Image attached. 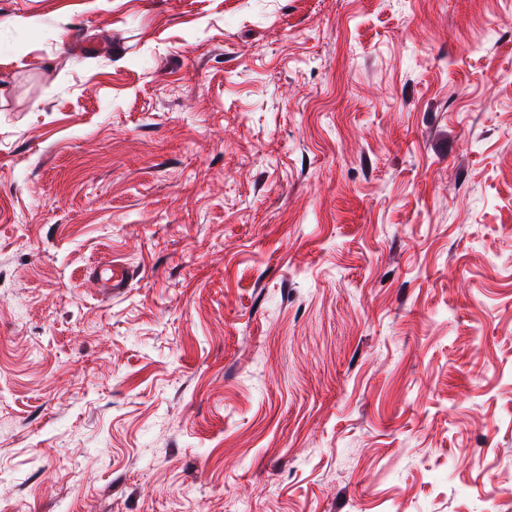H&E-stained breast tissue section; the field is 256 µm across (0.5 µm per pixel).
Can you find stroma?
Here are the masks:
<instances>
[{
  "label": "stroma",
  "mask_w": 512,
  "mask_h": 512,
  "mask_svg": "<svg viewBox=\"0 0 512 512\" xmlns=\"http://www.w3.org/2000/svg\"><path fill=\"white\" fill-rule=\"evenodd\" d=\"M244 505L512 512L504 0H0V512Z\"/></svg>",
  "instance_id": "1"
}]
</instances>
